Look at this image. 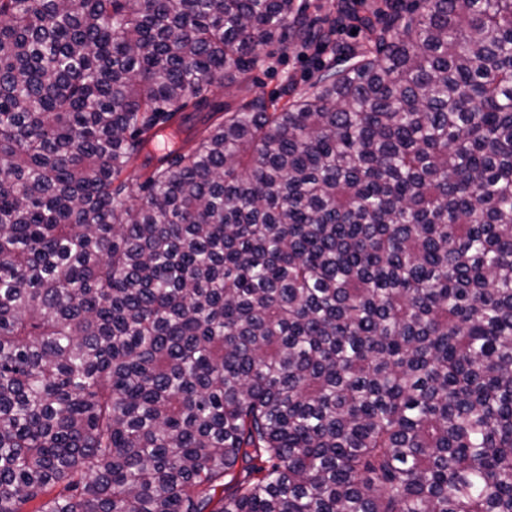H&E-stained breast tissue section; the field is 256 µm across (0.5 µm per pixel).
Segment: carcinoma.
I'll list each match as a JSON object with an SVG mask.
<instances>
[{
  "mask_svg": "<svg viewBox=\"0 0 512 512\" xmlns=\"http://www.w3.org/2000/svg\"><path fill=\"white\" fill-rule=\"evenodd\" d=\"M0 0V512H512V0ZM338 0H308L310 9L308 21L314 28H327L336 18V3ZM318 47L316 44L306 49L278 44L264 47L263 55L271 56L269 63L253 70L246 84H229L224 81V86L216 92L214 100L223 102L224 110L230 111L235 110L244 99L255 96L266 99L282 97L280 100L283 102L287 99L283 96L287 78L294 93L302 92L329 68L338 69L346 65L339 59L340 55L322 51L319 53Z\"/></svg>",
  "mask_w": 512,
  "mask_h": 512,
  "instance_id": "1",
  "label": "carcinoma"
}]
</instances>
